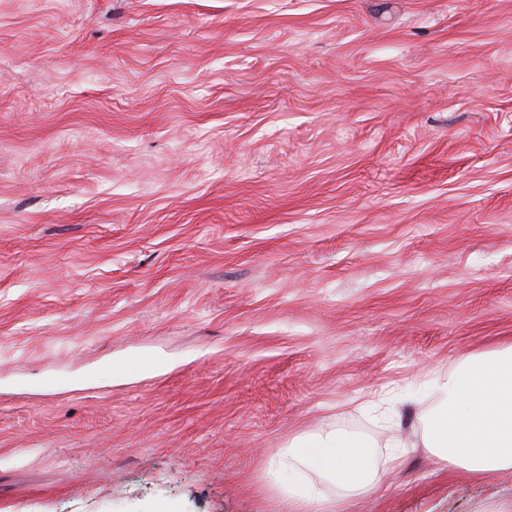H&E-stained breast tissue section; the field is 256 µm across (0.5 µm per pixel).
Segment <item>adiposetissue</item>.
I'll return each mask as SVG.
<instances>
[{"instance_id":"1","label":"adipose tissue","mask_w":512,"mask_h":512,"mask_svg":"<svg viewBox=\"0 0 512 512\" xmlns=\"http://www.w3.org/2000/svg\"><path fill=\"white\" fill-rule=\"evenodd\" d=\"M432 389L437 405L423 421V446L476 477L512 470V344L475 355L434 379ZM287 455L344 497L368 492L378 481L369 448L346 433L302 439Z\"/></svg>"}]
</instances>
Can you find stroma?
<instances>
[{"instance_id":"obj_1","label":"stroma","mask_w":512,"mask_h":512,"mask_svg":"<svg viewBox=\"0 0 512 512\" xmlns=\"http://www.w3.org/2000/svg\"><path fill=\"white\" fill-rule=\"evenodd\" d=\"M505 343L512 0H0V512H283L335 429L408 444L337 512H512L416 421Z\"/></svg>"}]
</instances>
